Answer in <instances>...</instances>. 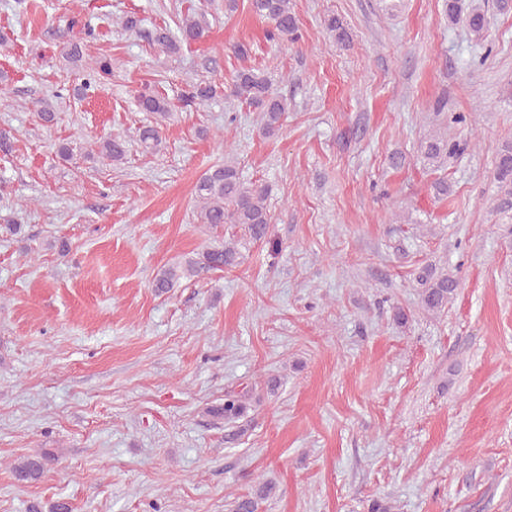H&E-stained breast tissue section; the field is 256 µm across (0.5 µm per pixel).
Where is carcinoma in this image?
<instances>
[{
	"label": "carcinoma",
	"mask_w": 512,
	"mask_h": 512,
	"mask_svg": "<svg viewBox=\"0 0 512 512\" xmlns=\"http://www.w3.org/2000/svg\"><path fill=\"white\" fill-rule=\"evenodd\" d=\"M248 8L253 15L269 23L267 37L270 41L283 44L299 39L290 0H248ZM465 22L473 39L485 43L486 53H491L493 45L484 42L487 16L481 5L472 6ZM324 25L336 42L349 40V33L340 19L331 16L324 20ZM206 29L204 17H198L193 12L183 18L179 26L180 36H174L165 26H158L151 33L150 39L152 45L161 52L174 54L182 45L202 39ZM232 95L258 112L257 125L262 136L271 137L281 129L282 119L288 112V102L275 92L267 74L256 69L237 72L233 79ZM138 106L142 111L155 115L158 122L170 116V102L157 90L140 93ZM466 121L465 115L452 112L446 116L443 130H436L420 140L418 151L429 168L434 171L442 169L448 166L449 158L460 153V142L448 136V129ZM138 142L147 152L159 151L162 145L160 125H147L139 129ZM98 149L102 159L118 165L126 157L127 142L119 136L111 135L99 141ZM493 180L498 188L494 209L499 213L512 210V142L503 144L497 151ZM194 196L199 223L215 227L239 224L250 240L266 239L270 224L267 205L269 189L263 184L245 179L236 162L226 160L205 172L196 182ZM237 255V249L230 242L209 247L198 259H192L184 266L161 270L154 279L153 288L160 294L166 293L182 277L234 266ZM416 282L421 308L432 313L448 309V303L459 286L454 275L439 272L431 265L421 268ZM249 407L248 394L227 392L224 394V403L210 409L213 417L224 420V425L230 428L226 434L227 440L234 441L244 434L245 428L239 425V421L247 415ZM48 460L47 453L29 456L13 466V475L21 483L35 482L43 476ZM275 492V483L263 481L250 493L234 498L231 512H258L259 503Z\"/></svg>",
	"instance_id": "obj_1"
}]
</instances>
